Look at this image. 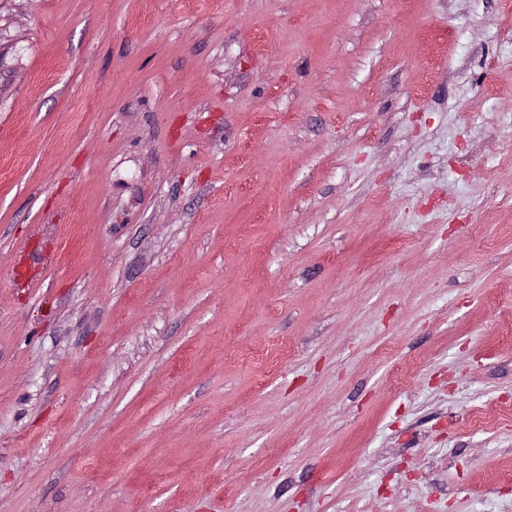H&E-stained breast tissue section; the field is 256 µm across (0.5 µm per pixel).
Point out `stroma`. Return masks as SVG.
Here are the masks:
<instances>
[{
	"mask_svg": "<svg viewBox=\"0 0 512 512\" xmlns=\"http://www.w3.org/2000/svg\"><path fill=\"white\" fill-rule=\"evenodd\" d=\"M508 317L503 0H0V512H512Z\"/></svg>",
	"mask_w": 512,
	"mask_h": 512,
	"instance_id": "1",
	"label": "stroma"
}]
</instances>
